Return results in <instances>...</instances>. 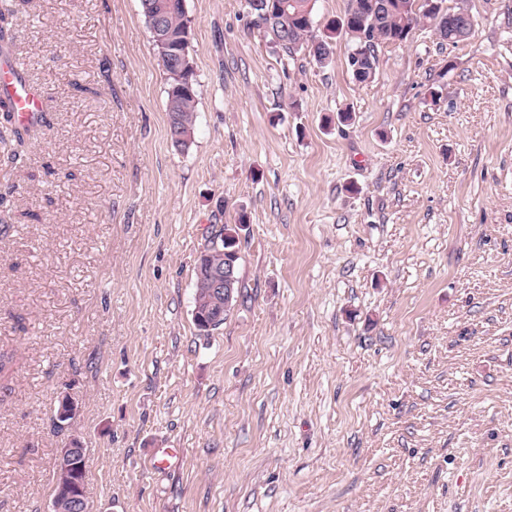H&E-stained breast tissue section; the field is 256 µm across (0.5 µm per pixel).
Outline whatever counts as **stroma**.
Returning <instances> with one entry per match:
<instances>
[{
    "instance_id": "obj_1",
    "label": "stroma",
    "mask_w": 512,
    "mask_h": 512,
    "mask_svg": "<svg viewBox=\"0 0 512 512\" xmlns=\"http://www.w3.org/2000/svg\"><path fill=\"white\" fill-rule=\"evenodd\" d=\"M459 2L467 40L422 23L361 85L346 37L322 66L186 0L184 149L139 0L21 8L52 101L0 145V512H48L70 438L88 512H512V0ZM242 217L200 332L197 257ZM166 112H168V132L172 143L177 147H187L196 113V73L194 68L185 77H167Z\"/></svg>"
}]
</instances>
